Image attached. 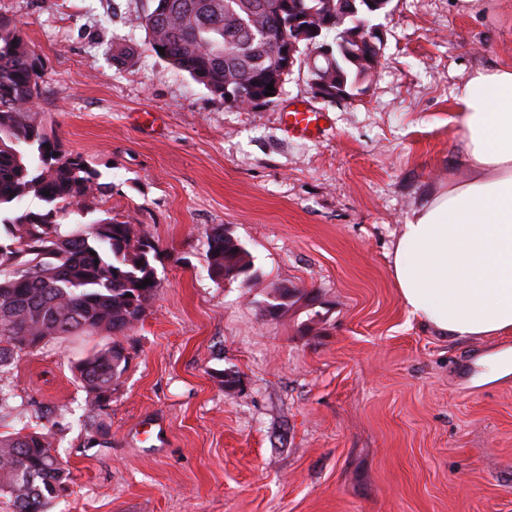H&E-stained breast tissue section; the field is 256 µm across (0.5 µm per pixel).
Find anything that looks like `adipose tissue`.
Returning <instances> with one entry per match:
<instances>
[{
    "label": "adipose tissue",
    "instance_id": "1",
    "mask_svg": "<svg viewBox=\"0 0 512 512\" xmlns=\"http://www.w3.org/2000/svg\"><path fill=\"white\" fill-rule=\"evenodd\" d=\"M461 173L401 226L392 277L409 313L450 338L512 335V65L456 86Z\"/></svg>",
    "mask_w": 512,
    "mask_h": 512
}]
</instances>
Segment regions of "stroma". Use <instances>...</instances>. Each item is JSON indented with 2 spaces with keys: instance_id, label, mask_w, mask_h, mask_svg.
Returning a JSON list of instances; mask_svg holds the SVG:
<instances>
[{
  "instance_id": "stroma-1",
  "label": "stroma",
  "mask_w": 512,
  "mask_h": 512,
  "mask_svg": "<svg viewBox=\"0 0 512 512\" xmlns=\"http://www.w3.org/2000/svg\"><path fill=\"white\" fill-rule=\"evenodd\" d=\"M153 6L0 0L45 62L48 133L112 185L98 216L158 246L160 288L123 340L109 407L89 412L71 370L100 335L50 340L0 374V433H49L71 471L52 512H512V377L478 381L512 335L437 336L391 276L401 224L459 167L455 87L512 64V12L390 0L364 94L322 100L301 64L276 102L240 109L150 52L114 64L116 44L144 43L129 21ZM297 104L325 114L319 137L288 135ZM218 224L251 253L250 281L209 277ZM279 288L315 297L318 331L303 304L266 313ZM92 417L107 446L88 442Z\"/></svg>"
}]
</instances>
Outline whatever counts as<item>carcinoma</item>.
<instances>
[{"instance_id": "1", "label": "carcinoma", "mask_w": 512, "mask_h": 512, "mask_svg": "<svg viewBox=\"0 0 512 512\" xmlns=\"http://www.w3.org/2000/svg\"><path fill=\"white\" fill-rule=\"evenodd\" d=\"M152 10L130 19L146 33L147 50L187 73L213 95L224 84L263 80L279 69L276 49L286 31L288 4L332 21L325 34L341 38L355 16L336 9L338 0H153ZM361 45L316 63L332 82L340 71L355 80L351 56ZM45 63L21 24L0 15V372L21 354L61 336L102 333L111 342L79 359L76 379L89 411L110 405L112 391L128 364L121 337L143 317L160 283L153 260L157 248L140 225L118 217L89 223L94 200L112 191L81 154L61 149L43 126L37 104ZM50 195H45V192ZM34 196L50 205L22 210ZM208 273L215 280L249 281L251 254L235 239L206 234ZM151 283L138 287L145 279ZM305 299L282 288L264 301L272 316ZM70 472L47 434L21 431L0 435V497L15 512H49Z\"/></svg>"}]
</instances>
